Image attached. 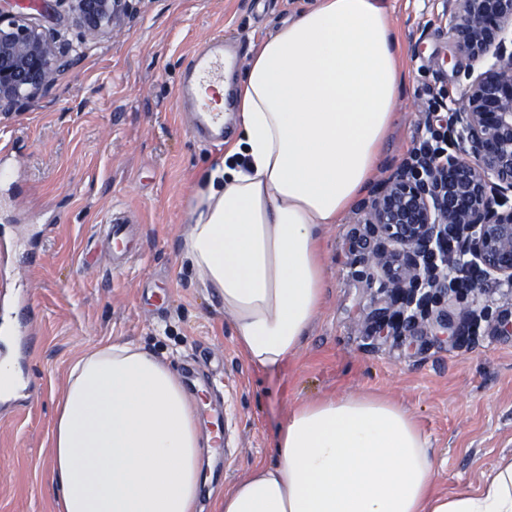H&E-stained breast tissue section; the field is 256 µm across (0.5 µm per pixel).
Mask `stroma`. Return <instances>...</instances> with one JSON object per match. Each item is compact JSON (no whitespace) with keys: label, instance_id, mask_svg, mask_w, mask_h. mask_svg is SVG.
<instances>
[{"label":"stroma","instance_id":"stroma-1","mask_svg":"<svg viewBox=\"0 0 512 512\" xmlns=\"http://www.w3.org/2000/svg\"><path fill=\"white\" fill-rule=\"evenodd\" d=\"M307 0H140L110 40L87 46L49 97L0 116L12 170L0 187V239L40 232L38 267L12 266L37 312L35 341L14 356L29 390L0 400V512H53L48 481L53 398L85 346L112 336L163 357L189 393L206 388L201 422L224 412V445L200 487L214 492L273 462L274 440L303 401L379 392L406 406L434 450L436 485L479 483L512 453V335L480 329L456 339L381 336L372 315L387 297L365 274L359 208L324 236L327 298L301 350L280 370L251 366L219 302L180 257L193 179L217 155L198 142L176 97L197 49L235 43L240 63ZM408 82L377 180L419 140L429 102L460 100L464 73L451 49L445 0H391ZM139 232V253L111 267L100 233L112 214ZM166 295L164 310L156 295Z\"/></svg>","mask_w":512,"mask_h":512}]
</instances>
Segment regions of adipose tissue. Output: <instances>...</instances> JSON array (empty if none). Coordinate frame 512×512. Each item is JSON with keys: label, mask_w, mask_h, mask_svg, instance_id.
Returning a JSON list of instances; mask_svg holds the SVG:
<instances>
[{"label": "adipose tissue", "mask_w": 512, "mask_h": 512, "mask_svg": "<svg viewBox=\"0 0 512 512\" xmlns=\"http://www.w3.org/2000/svg\"><path fill=\"white\" fill-rule=\"evenodd\" d=\"M399 44L389 0H309L235 79L238 134L186 203L182 255L254 367L287 363L322 311L323 233L381 163ZM200 407L134 342L78 350L55 400L54 512H197L211 443ZM274 452L218 493L215 512H512V454L478 486L439 492L427 435L376 392L302 402Z\"/></svg>", "instance_id": "1"}]
</instances>
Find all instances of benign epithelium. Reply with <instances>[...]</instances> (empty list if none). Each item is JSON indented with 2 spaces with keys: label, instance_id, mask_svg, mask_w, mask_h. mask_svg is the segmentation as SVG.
Returning <instances> with one entry per match:
<instances>
[{
  "label": "benign epithelium",
  "instance_id": "1",
  "mask_svg": "<svg viewBox=\"0 0 512 512\" xmlns=\"http://www.w3.org/2000/svg\"><path fill=\"white\" fill-rule=\"evenodd\" d=\"M80 32L61 41L33 22L46 0H0V115L52 90L89 43L112 36L133 0H54ZM453 53L467 79L440 129L439 161L415 153L364 202L362 262L391 302L374 331L410 336L472 332L486 309L448 312L466 289L490 281L512 288V0H448Z\"/></svg>",
  "mask_w": 512,
  "mask_h": 512
}]
</instances>
